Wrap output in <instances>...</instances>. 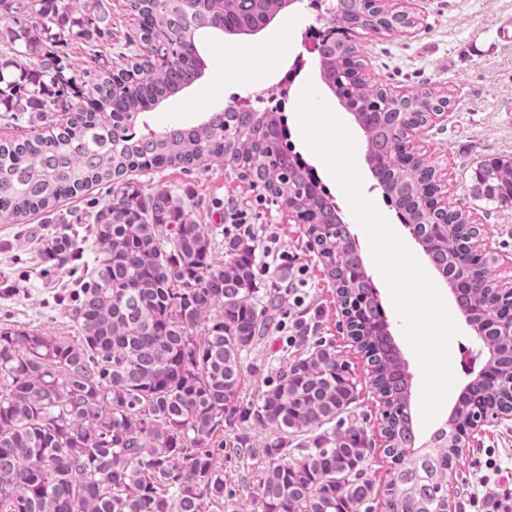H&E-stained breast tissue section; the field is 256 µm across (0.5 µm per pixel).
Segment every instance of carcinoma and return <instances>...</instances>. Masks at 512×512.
<instances>
[{
	"label": "carcinoma",
	"instance_id": "1",
	"mask_svg": "<svg viewBox=\"0 0 512 512\" xmlns=\"http://www.w3.org/2000/svg\"><path fill=\"white\" fill-rule=\"evenodd\" d=\"M43 22L6 33L13 56L0 63V107L7 112H53L76 90L60 59L44 41H64L106 16L77 19L63 0H41ZM288 6L286 0H239L234 15L219 20L188 0H129L151 27L130 35L117 77L106 69L94 89L109 106L79 110L50 136L0 138V220L51 213L60 200L95 185L117 188L81 235L63 226L41 237L43 261L62 267L90 248L91 269L60 300L71 332H43L0 324V512H221L224 507V444L247 447L239 425L273 432L258 484L259 512H361L379 493L393 512H444L448 503V449L456 447L454 423L476 413L458 407L430 438L423 480L413 441L410 387L398 346L384 332L360 336L371 353L369 383L379 388L384 454L392 468L385 489L363 477L368 447L362 425L350 419L357 382L330 348L316 344L293 361L255 401L244 402L241 354L266 332L278 307L256 298L254 251L249 236L224 237V262L214 260L217 235L201 224L168 188L144 195L128 173L151 159L184 168L238 158L260 185L284 204L309 201L321 223L306 230L341 300L369 308L362 257L336 221L335 202L315 171L288 143L276 106L263 112L238 108L208 113L192 126L172 125L138 133L146 109L179 96L205 73L199 36L247 34ZM377 31L359 0H346L327 29L318 32L321 81L335 88L365 134L369 161L386 159L383 196L402 220L431 224L418 208H405L423 192L421 172L397 166L396 118L385 113L383 90L361 74L342 71L354 51L357 30ZM191 54L170 68L154 65L158 48ZM39 57L38 67L27 59ZM268 139L251 142L248 127ZM474 191L512 206V158H493L474 169ZM419 242L437 271L459 261L454 225ZM459 300L463 314L481 329L496 306L491 265L470 274ZM494 357L488 367L512 387V335L486 337Z\"/></svg>",
	"mask_w": 512,
	"mask_h": 512
}]
</instances>
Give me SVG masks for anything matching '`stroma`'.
<instances>
[{
	"label": "stroma",
	"instance_id": "1",
	"mask_svg": "<svg viewBox=\"0 0 512 512\" xmlns=\"http://www.w3.org/2000/svg\"><path fill=\"white\" fill-rule=\"evenodd\" d=\"M101 9L112 28L109 36H74L63 43H47L69 76H81L99 66L123 65L121 52L135 23L128 0H73L71 11L82 17ZM418 19L415 27L394 34H360L356 43L365 73L386 89L417 94L426 90L448 93L451 107L446 119L428 126L421 137L424 153L435 166L448 173L458 208L473 213L488 229L487 251L495 258L493 274L503 278L512 272V206L500 208L474 197L471 179L478 162L493 156H512V39L497 35L499 17L512 14V0H412ZM318 12L308 0H298L267 27L253 35L201 38V53L208 68L203 77L180 96L144 113L149 128L172 124H192L205 113L226 107L233 101L253 97L261 85L276 83L294 58L304 50L311 32L317 28ZM314 59H307L291 97L283 111L289 141L313 167L322 184L340 208L349 202L334 178L320 168L316 155L304 143L297 125L296 108L307 81L317 82V91L333 112L339 113L356 146L365 137L350 112L318 83ZM81 100L67 96L56 111L0 112V137H20L30 131L49 134L67 120ZM132 181L145 192L167 185L190 201L195 217L219 229L245 233L258 246H269L271 256H256L255 282L259 297L281 303L264 337L242 359L245 400L255 399L280 372L304 351L321 342L337 358L346 360L357 382L354 412L364 426L372 446L364 468L366 478L384 486L390 460L383 448L385 439L379 426V401L365 378V361L351 340L338 328L341 318L327 271L300 225L289 221L280 201L257 186L237 167L214 163L188 169L175 166L146 174L135 172ZM110 195L95 186L77 198L60 203L56 214L29 215L22 220L0 222V323L24 325L42 331H65L67 310L56 296L72 287L74 275L42 263L38 238L58 220H66L84 230L95 211ZM350 231L370 277L375 278L379 298L388 316L389 331L399 345L411 376L412 411L421 417L422 371L404 332L402 320L392 306L391 295L379 276L371 244L361 224L351 223ZM306 282L300 293L309 310L308 335H295L293 305L288 284L295 277ZM447 309L461 330L450 346L456 382L438 417L418 426L420 439H427L444 423L462 388L484 367L486 353L474 330L458 312L455 303ZM250 445L225 448L224 512H250L260 477L267 465L262 454L270 434L248 427ZM448 496L457 512H484L483 502L499 498L512 502V424L492 425L475 436L448 476Z\"/></svg>",
	"mask_w": 512,
	"mask_h": 512
}]
</instances>
